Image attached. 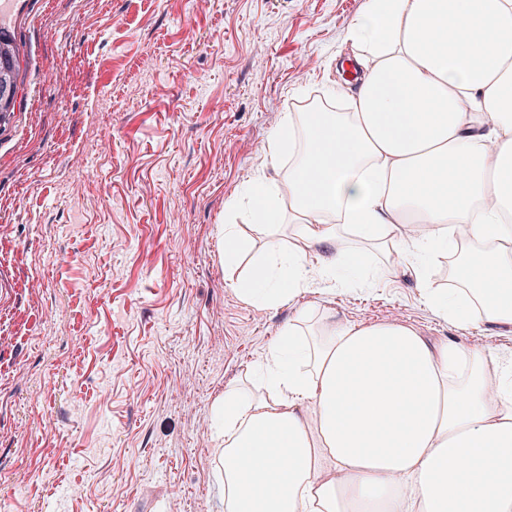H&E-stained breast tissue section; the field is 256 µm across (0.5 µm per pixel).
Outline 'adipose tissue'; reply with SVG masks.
Wrapping results in <instances>:
<instances>
[{"instance_id": "ef3b65f1", "label": "adipose tissue", "mask_w": 512, "mask_h": 512, "mask_svg": "<svg viewBox=\"0 0 512 512\" xmlns=\"http://www.w3.org/2000/svg\"><path fill=\"white\" fill-rule=\"evenodd\" d=\"M347 39L363 68L351 109L288 118L272 139L274 158L299 138L306 148L287 190L251 189L266 247L235 290L275 307L365 284L383 274L367 265L374 247L457 327L511 326L512 0H366ZM413 223L421 232H401ZM461 224L482 259L459 269L466 290L433 288ZM349 238L363 251L341 249ZM263 380L264 393L214 403L225 512H512V357L403 324H291ZM269 441L279 456L264 455Z\"/></svg>"}]
</instances>
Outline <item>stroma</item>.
Returning a JSON list of instances; mask_svg holds the SVG:
<instances>
[{"label":"stroma","mask_w":512,"mask_h":512,"mask_svg":"<svg viewBox=\"0 0 512 512\" xmlns=\"http://www.w3.org/2000/svg\"><path fill=\"white\" fill-rule=\"evenodd\" d=\"M0 132V512H224L213 413L303 309L512 355L398 271L266 308L247 188L288 113L345 106L365 0H21ZM252 247L224 269V226Z\"/></svg>","instance_id":"stroma-1"}]
</instances>
